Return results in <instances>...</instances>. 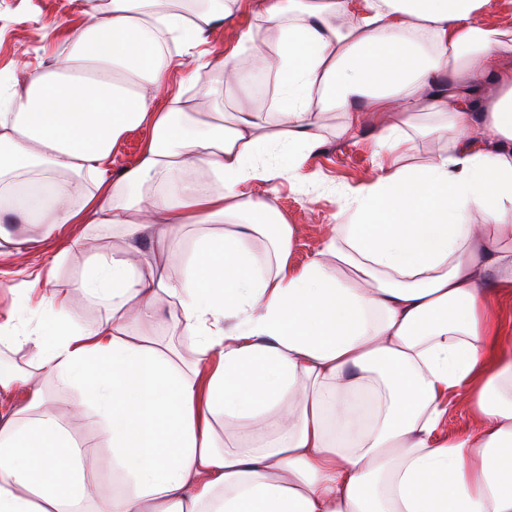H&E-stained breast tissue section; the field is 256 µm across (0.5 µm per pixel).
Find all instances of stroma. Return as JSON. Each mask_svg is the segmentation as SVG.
Returning a JSON list of instances; mask_svg holds the SVG:
<instances>
[{"label":"stroma","mask_w":512,"mask_h":512,"mask_svg":"<svg viewBox=\"0 0 512 512\" xmlns=\"http://www.w3.org/2000/svg\"><path fill=\"white\" fill-rule=\"evenodd\" d=\"M81 26L79 0H0V78L22 65L37 66L63 53ZM372 133L362 130L350 140L328 138L305 162L303 180L282 174L274 183L257 182L251 194L272 202L297 229L292 260L308 262L326 240V226L333 223L344 195L370 182L378 172ZM22 234L38 239V249L27 259L9 250L0 251V308L23 309V325L40 331L48 319L23 308L32 275L53 270L57 277L76 280L91 265L95 252L111 251L119 238L93 230L88 224L72 225L71 248L59 257L55 234L39 226H21Z\"/></svg>","instance_id":"1"}]
</instances>
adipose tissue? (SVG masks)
Returning a JSON list of instances; mask_svg holds the SVG:
<instances>
[{
    "label": "adipose tissue",
    "mask_w": 512,
    "mask_h": 512,
    "mask_svg": "<svg viewBox=\"0 0 512 512\" xmlns=\"http://www.w3.org/2000/svg\"><path fill=\"white\" fill-rule=\"evenodd\" d=\"M489 4L80 0L65 53L0 81V246L32 249L18 224L123 241L80 280L52 279L37 301L52 330L0 314V344L30 356L0 357V512H512V333L490 299L512 302V27L488 24ZM243 9L255 25L198 62L190 98L164 99L171 46ZM252 69L274 77L277 110L225 124L218 87ZM383 115L378 175L295 265L294 226L246 190L279 176L260 153L287 149L297 172L327 133ZM140 127L136 162L110 173ZM473 131L492 149L471 150ZM420 137L435 153L416 157ZM191 224L210 230L171 278L141 244ZM77 290L97 324L70 316ZM165 306L191 360L143 336ZM48 375L77 391L72 417H97L91 440L54 412ZM462 385L477 426L439 438ZM103 448L121 483L105 504ZM147 137V130L136 129L127 132L112 149L107 163L112 173L132 164L139 156L142 143Z\"/></svg>",
    "instance_id": "ef3b65f1"
}]
</instances>
